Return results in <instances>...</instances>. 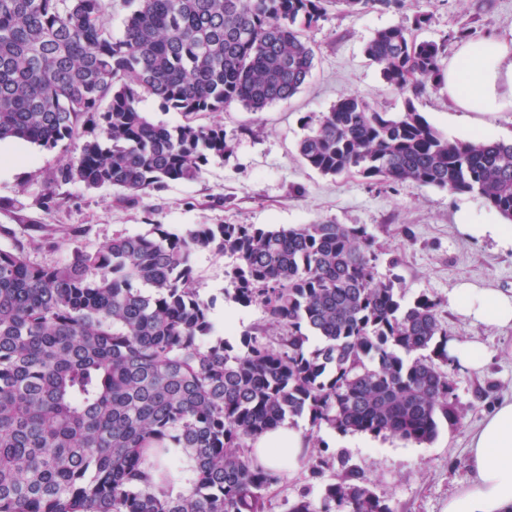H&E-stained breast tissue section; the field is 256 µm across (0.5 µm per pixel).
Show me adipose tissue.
I'll list each match as a JSON object with an SVG mask.
<instances>
[{
    "label": "adipose tissue",
    "instance_id": "obj_1",
    "mask_svg": "<svg viewBox=\"0 0 512 512\" xmlns=\"http://www.w3.org/2000/svg\"><path fill=\"white\" fill-rule=\"evenodd\" d=\"M441 81L456 111L480 113L468 134L491 137V117L512 110V31L458 43ZM456 224L472 239L512 247V224L480 218L469 210L457 213ZM453 304L465 317L512 327V294L464 285ZM253 449L259 461L278 474L303 465L307 437L302 428L286 421L259 437ZM469 452L468 479L449 498L444 512H512V398L500 401L473 434Z\"/></svg>",
    "mask_w": 512,
    "mask_h": 512
}]
</instances>
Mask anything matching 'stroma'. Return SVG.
I'll list each match as a JSON object with an SVG mask.
<instances>
[{"label":"stroma","mask_w":512,"mask_h":512,"mask_svg":"<svg viewBox=\"0 0 512 512\" xmlns=\"http://www.w3.org/2000/svg\"><path fill=\"white\" fill-rule=\"evenodd\" d=\"M419 13L431 16L416 32L421 40L441 41L461 26L479 38L512 29V0H404L399 10L357 13L329 9L306 32L316 53L314 68L294 98L260 112L234 104L200 114L199 124L223 125L231 152L209 158L198 180L168 182L132 202L120 201L112 187L50 185L60 159L78 154V141L51 151L26 142L0 143L2 248H24L37 262H63L75 249L97 247L115 232L146 234L156 224L176 231L199 224L270 227L323 220L361 226L375 240L379 277L399 278L407 299L436 300L449 339L481 345V366L449 368L458 423L440 421L435 439L426 444L376 436L369 448L346 447L343 433L321 429L312 452L330 459L332 468L321 479L311 478L304 467L284 471L269 491V512H286L289 500L302 494L320 501L326 484L347 466L368 478L394 512H444L468 478L472 435L500 400L512 396V327L489 326L449 306L450 295L463 284L512 294V249L471 239L454 220L464 206L488 214L484 200L409 181L376 185L356 175L325 176L298 154L304 117H319L342 95L365 96L385 112L403 111L404 94L383 81L365 46L378 30L411 24ZM413 103L448 139H464L469 119L449 105L446 88H427ZM227 262L208 251L194 258L201 292L215 301L212 317L221 334L250 330L265 320L260 307L225 298Z\"/></svg>","instance_id":"obj_1"}]
</instances>
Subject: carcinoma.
Listing matches in <instances>:
<instances>
[{
	"label": "carcinoma",
	"instance_id": "1",
	"mask_svg": "<svg viewBox=\"0 0 512 512\" xmlns=\"http://www.w3.org/2000/svg\"><path fill=\"white\" fill-rule=\"evenodd\" d=\"M112 0H0V141L53 150L82 139L53 181L110 186L136 199L198 179L231 151L200 112H252L291 99L315 51L303 30L336 6L402 0H139L121 36ZM404 24L365 47L384 81L418 96L435 85L448 42ZM151 95L182 114L141 111ZM298 144L325 176L409 181L476 193L512 222V143L450 141L412 101L397 115L341 96ZM233 258L224 292L258 306L269 328L215 335L193 256ZM365 229L200 224L116 233L67 262L0 248V512H268L279 477L253 442L287 417L341 433L430 442L458 421L448 330L437 302L404 300L383 280ZM189 488L174 491L175 484ZM287 512H394L350 471ZM140 108L155 123L174 125L182 120L178 112L166 109L160 100L153 96L145 95L140 103Z\"/></svg>",
	"mask_w": 512,
	"mask_h": 512
}]
</instances>
